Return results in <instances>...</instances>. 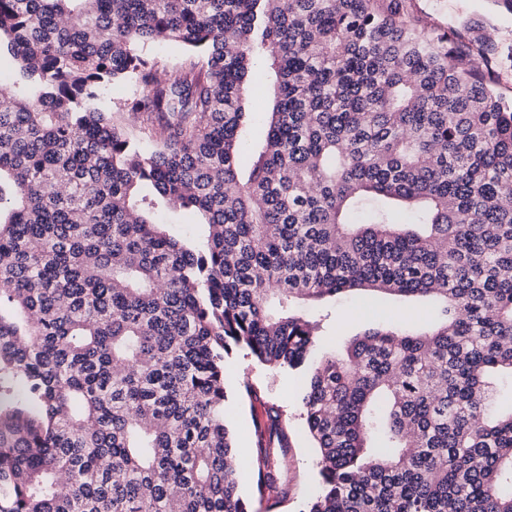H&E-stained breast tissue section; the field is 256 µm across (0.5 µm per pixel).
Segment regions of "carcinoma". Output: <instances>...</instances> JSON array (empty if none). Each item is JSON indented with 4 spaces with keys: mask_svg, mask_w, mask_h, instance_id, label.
I'll list each match as a JSON object with an SVG mask.
<instances>
[{
    "mask_svg": "<svg viewBox=\"0 0 512 512\" xmlns=\"http://www.w3.org/2000/svg\"><path fill=\"white\" fill-rule=\"evenodd\" d=\"M156 42L189 52L159 70ZM0 512L288 500L276 407L253 497L225 358L307 366L305 512H512V100L495 45L406 0H0ZM117 82L136 88L99 107ZM268 97L241 170L244 100ZM199 215L179 239L156 214ZM430 296L318 354L324 300ZM133 92V88L129 84L125 83H117L114 85H110V87L104 93L99 106L105 112H112L115 116L120 118L129 131H134L135 126L130 118L127 115L121 116L116 112V108L119 107V104L123 102L128 96H130ZM121 116V117H120Z\"/></svg>",
    "mask_w": 512,
    "mask_h": 512,
    "instance_id": "1",
    "label": "carcinoma"
}]
</instances>
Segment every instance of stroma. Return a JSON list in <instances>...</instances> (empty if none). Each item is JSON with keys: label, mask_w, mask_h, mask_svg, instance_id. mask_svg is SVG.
I'll return each instance as SVG.
<instances>
[{"label": "stroma", "mask_w": 512, "mask_h": 512, "mask_svg": "<svg viewBox=\"0 0 512 512\" xmlns=\"http://www.w3.org/2000/svg\"><path fill=\"white\" fill-rule=\"evenodd\" d=\"M410 13L421 23L454 31L461 40L493 36L499 51L498 90L512 99V11L503 0H410ZM400 309L403 319L422 322L431 307L422 301H382L365 294L328 302L322 330L325 351H343L350 339L364 332L392 309ZM304 370H274L237 352L226 361V411L235 435L236 453L250 458L256 454L254 419L265 406H281L288 428L290 448L283 464L282 481L288 489V504L278 512H302L308 499L318 493L320 477L317 453L301 416V387ZM249 380L258 391L257 401L240 397L242 380Z\"/></svg>", "instance_id": "35a3bbf8"}]
</instances>
